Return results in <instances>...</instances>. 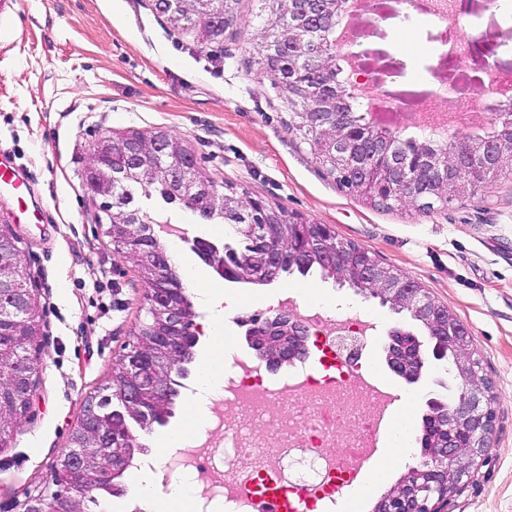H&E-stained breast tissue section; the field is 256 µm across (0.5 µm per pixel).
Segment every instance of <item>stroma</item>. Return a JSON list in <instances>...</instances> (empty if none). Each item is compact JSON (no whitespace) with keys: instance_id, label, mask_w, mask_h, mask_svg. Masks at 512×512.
Instances as JSON below:
<instances>
[{"instance_id":"35a3bbf8","label":"stroma","mask_w":512,"mask_h":512,"mask_svg":"<svg viewBox=\"0 0 512 512\" xmlns=\"http://www.w3.org/2000/svg\"><path fill=\"white\" fill-rule=\"evenodd\" d=\"M440 27L432 0H363L352 19L353 49L377 103L370 118L403 133L410 115L456 79V111L483 92L489 70L512 73V23L487 0H454ZM260 0H239L237 18L219 42L202 45L175 30L150 0H0V154L28 178L29 206L48 207V224H22L14 200L0 196V220L19 237L38 303L42 336L32 406L0 447V512L44 486L50 464L68 446L83 402L109 373L144 317L143 286L133 261L115 251L83 188L94 143L110 132L160 129L181 137L200 170L248 197L328 225L382 262L399 268L446 305L470 330L493 390L491 445L474 475L442 512H512V169L483 190L424 212L412 205L373 206L325 171L289 127L292 114L263 76L252 45L266 28ZM469 46L458 63L448 42ZM417 42L426 54L404 46ZM187 239L179 247L195 268L190 242L230 237L221 224L173 208ZM207 281L252 313L286 285L315 290L378 318L371 359L395 390L414 400L411 438H419L427 402L451 401L460 385L439 362L417 383L387 370V331L407 313L358 295L335 280L283 276L267 285Z\"/></svg>"}]
</instances>
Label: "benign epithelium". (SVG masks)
I'll return each instance as SVG.
<instances>
[{
  "label": "benign epithelium",
  "mask_w": 512,
  "mask_h": 512,
  "mask_svg": "<svg viewBox=\"0 0 512 512\" xmlns=\"http://www.w3.org/2000/svg\"><path fill=\"white\" fill-rule=\"evenodd\" d=\"M343 10L345 0H336V12L326 19L323 0H307L303 15L288 25V39L319 26L337 27ZM326 43L332 49L331 55H315L304 60L302 66L317 75L329 73L333 71L332 60L340 58L352 74L344 92L355 94L364 87V77L357 64L358 54L349 47V33L328 37ZM342 93L321 95L311 117L320 132L327 134L321 146L336 151L341 167L361 175L363 189L384 186L403 200L429 178L440 194H448L450 188L464 192L470 186L486 187V175L500 173L512 164V141L507 143L496 136L474 141L456 134L451 140L453 152L470 160L468 177L460 181L450 173L447 156L429 155L426 142L415 141L407 149L390 140L370 121L350 123L342 112ZM116 148L130 157L131 168L112 167V151ZM92 154L96 161L88 165L83 184L98 205L100 223L109 225L115 250L131 257H145L154 282L145 285V319L120 358L123 378L112 380L85 400L72 429L80 440L55 457L51 484L29 494L18 504V512H80L82 500L98 484L110 480L113 488L121 489L120 478L133 463L135 439L129 432L109 433L104 407L115 405L123 417L149 432L155 423L152 412L174 402L180 379L186 377L184 326L190 302L163 244V239L179 234L180 229L172 224H148L147 232H141L137 213L125 210V182L138 176L174 182L182 201L192 208L210 215L224 212L223 187L198 176L197 160L181 138L149 135L139 139L122 132L101 138ZM192 250L227 281L269 284L276 278L280 247L269 237L260 247L258 263L249 267L227 245L195 239ZM4 255L15 256L16 262L9 275L0 276V321H11L20 330L36 327L33 294L23 295L17 289L18 280L25 278L19 241L0 228V257ZM342 282L370 287L392 309L404 310L421 321L433 343L432 353L450 357L456 376L463 382V390L453 401L431 405L430 417L444 433L441 447L424 452L419 464L410 468L375 507L377 512H438V504L448 500V495L458 489L476 465L480 458L477 444L490 436L493 429L492 386L476 369L470 331L459 319L448 316V308L431 298L418 282L399 270L360 259L351 263ZM242 325L257 360L272 371L307 354L309 328L291 307L284 306L271 316L256 315L242 321ZM403 334L405 330L399 325L388 329L386 363L394 375L415 383L428 360L419 347L410 352L401 347L398 338ZM107 453L112 454V467L103 473L100 463Z\"/></svg>",
  "instance_id": "7a95c632"
}]
</instances>
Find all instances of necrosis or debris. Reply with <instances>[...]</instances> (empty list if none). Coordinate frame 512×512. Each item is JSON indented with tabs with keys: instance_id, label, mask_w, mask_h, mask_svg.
<instances>
[{
	"instance_id": "1",
	"label": "necrosis or debris",
	"mask_w": 512,
	"mask_h": 512,
	"mask_svg": "<svg viewBox=\"0 0 512 512\" xmlns=\"http://www.w3.org/2000/svg\"><path fill=\"white\" fill-rule=\"evenodd\" d=\"M296 309L322 372L301 360L275 377L259 362L243 363L237 348H225L224 382L208 410L223 441L200 429L183 449L152 458L166 479L192 477L196 498L221 500L224 512H266L258 485L264 476L303 494L305 512L319 502L335 512L381 432L378 376L365 369L360 351L369 341L368 318L314 302Z\"/></svg>"
}]
</instances>
